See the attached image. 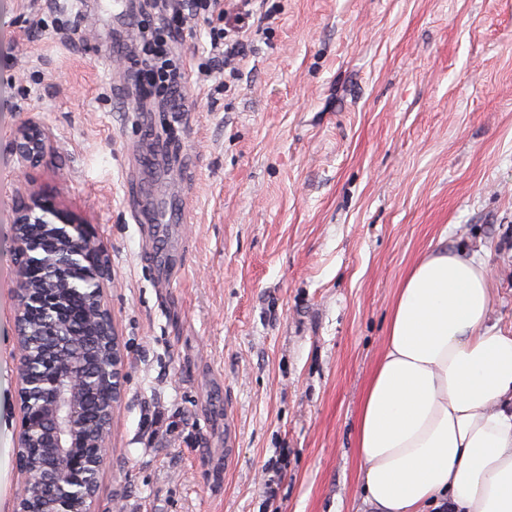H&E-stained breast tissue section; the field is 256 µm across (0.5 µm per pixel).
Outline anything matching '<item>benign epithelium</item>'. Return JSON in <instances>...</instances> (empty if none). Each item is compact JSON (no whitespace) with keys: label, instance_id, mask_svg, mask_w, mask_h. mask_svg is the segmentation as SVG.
<instances>
[{"label":"benign epithelium","instance_id":"1","mask_svg":"<svg viewBox=\"0 0 512 512\" xmlns=\"http://www.w3.org/2000/svg\"><path fill=\"white\" fill-rule=\"evenodd\" d=\"M51 142L33 121L16 130L19 181L26 195L15 213L17 254L47 256L45 275L18 268L16 325L34 319L51 325L37 343L17 339L18 385L23 398L19 449L38 448L39 461L21 469L25 488L16 512H91L106 463L115 410L123 396V352L112 327L106 288L108 261L86 218L37 187L31 164ZM86 253L91 281L85 327L72 331L67 312L68 277L76 248Z\"/></svg>","mask_w":512,"mask_h":512}]
</instances>
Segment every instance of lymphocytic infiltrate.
<instances>
[{"mask_svg": "<svg viewBox=\"0 0 512 512\" xmlns=\"http://www.w3.org/2000/svg\"><path fill=\"white\" fill-rule=\"evenodd\" d=\"M151 20L139 23L138 42L125 57L149 94L168 112H187V65L176 51L180 39L194 30L206 35L205 77H220L221 88L231 91L242 62L250 55L253 36L263 34L270 22L268 0H154Z\"/></svg>", "mask_w": 512, "mask_h": 512, "instance_id": "f902f5d3", "label": "lymphocytic infiltrate"}]
</instances>
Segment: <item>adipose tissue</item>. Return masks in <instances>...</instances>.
Returning <instances> with one entry per match:
<instances>
[{
	"label": "adipose tissue",
	"mask_w": 512,
	"mask_h": 512,
	"mask_svg": "<svg viewBox=\"0 0 512 512\" xmlns=\"http://www.w3.org/2000/svg\"><path fill=\"white\" fill-rule=\"evenodd\" d=\"M482 257L405 275L356 423L368 512H512V334L488 327Z\"/></svg>",
	"instance_id": "adipose-tissue-1"
}]
</instances>
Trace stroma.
<instances>
[{
    "mask_svg": "<svg viewBox=\"0 0 512 512\" xmlns=\"http://www.w3.org/2000/svg\"><path fill=\"white\" fill-rule=\"evenodd\" d=\"M236 90L191 80L157 111L122 57L118 9L0 0V400L21 422L13 221L18 126L31 173L87 217L115 288L124 393L95 512H362L357 415L411 266L487 261L512 332V0H270ZM77 18L80 40L56 29ZM169 231L147 236L128 200ZM162 425H155V418Z\"/></svg>",
    "mask_w": 512,
    "mask_h": 512,
    "instance_id": "obj_1",
    "label": "stroma"
}]
</instances>
